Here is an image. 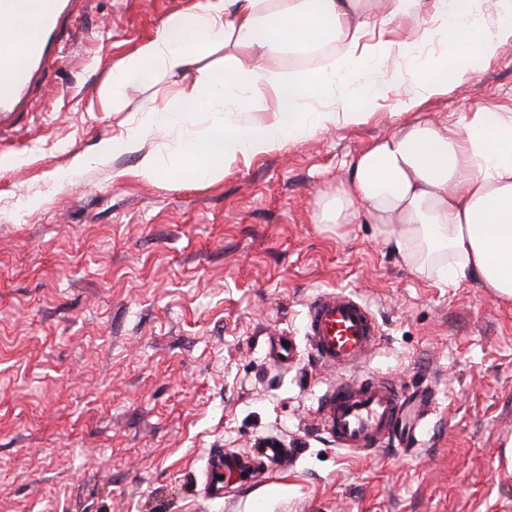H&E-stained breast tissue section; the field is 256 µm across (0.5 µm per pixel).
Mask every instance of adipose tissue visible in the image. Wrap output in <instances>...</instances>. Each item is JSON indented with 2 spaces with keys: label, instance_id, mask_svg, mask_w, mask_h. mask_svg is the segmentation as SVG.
<instances>
[{
  "label": "adipose tissue",
  "instance_id": "adipose-tissue-1",
  "mask_svg": "<svg viewBox=\"0 0 512 512\" xmlns=\"http://www.w3.org/2000/svg\"><path fill=\"white\" fill-rule=\"evenodd\" d=\"M427 12L414 43L366 32ZM339 41L349 68L284 74L291 52ZM440 44L414 54V45ZM512 43V0H199L194 11L168 17L155 37L113 65V90L146 86L165 76L185 78L175 95L180 111L207 112L210 127L187 141L169 168L143 151L150 128L101 141L75 166L139 156L137 176L212 182L242 160L281 151L287 143L329 125L366 120L390 91L404 111L464 88L476 61L495 58ZM224 53V67L204 61ZM400 66L386 71L391 59ZM364 82L353 104L336 107L337 85ZM274 98V120L245 119L259 86ZM321 224L366 222L384 228L391 251L421 274L441 281L480 278L501 300H512V113L479 106L453 121L414 115L355 160L335 194L320 198Z\"/></svg>",
  "mask_w": 512,
  "mask_h": 512
}]
</instances>
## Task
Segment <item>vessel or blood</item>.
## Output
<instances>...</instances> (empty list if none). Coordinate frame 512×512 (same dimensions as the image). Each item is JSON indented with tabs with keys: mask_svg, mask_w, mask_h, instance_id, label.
Returning <instances> with one entry per match:
<instances>
[{
	"mask_svg": "<svg viewBox=\"0 0 512 512\" xmlns=\"http://www.w3.org/2000/svg\"><path fill=\"white\" fill-rule=\"evenodd\" d=\"M87 0H34L41 18V35L22 46L26 59L14 67L0 57V123L26 109L62 54L70 26ZM304 336L317 363L336 379L316 406L321 431L336 447L370 456L384 447L395 431L407 423L409 413L424 417L433 404L432 391L407 396L380 374H360L359 369L377 345L381 330L370 306L353 291L331 288L308 302Z\"/></svg>",
	"mask_w": 512,
	"mask_h": 512,
	"instance_id": "vessel-or-blood-1",
	"label": "vessel or blood"
}]
</instances>
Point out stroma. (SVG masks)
<instances>
[{"label":"stroma","mask_w":512,"mask_h":512,"mask_svg":"<svg viewBox=\"0 0 512 512\" xmlns=\"http://www.w3.org/2000/svg\"><path fill=\"white\" fill-rule=\"evenodd\" d=\"M195 2L92 0L47 88L0 127V512H512V302L419 274L380 225L314 219L404 123L395 95L215 182L140 178L134 154L72 171L169 104L174 78L116 101L108 77ZM476 106L512 113V43L418 110ZM333 287L381 324L367 371L432 387L417 441L358 459L319 432L334 376L302 320ZM285 330L297 353L279 364ZM272 442L280 470L207 496L211 450Z\"/></svg>","instance_id":"obj_1"}]
</instances>
